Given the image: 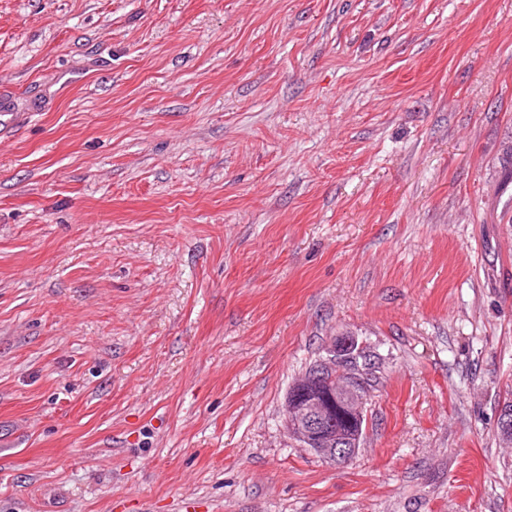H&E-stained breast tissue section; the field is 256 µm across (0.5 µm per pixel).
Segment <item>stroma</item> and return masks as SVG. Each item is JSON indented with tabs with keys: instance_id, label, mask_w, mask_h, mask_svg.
Listing matches in <instances>:
<instances>
[{
	"instance_id": "stroma-1",
	"label": "stroma",
	"mask_w": 512,
	"mask_h": 512,
	"mask_svg": "<svg viewBox=\"0 0 512 512\" xmlns=\"http://www.w3.org/2000/svg\"><path fill=\"white\" fill-rule=\"evenodd\" d=\"M510 399L512 0H0V512H512ZM358 345L357 339L353 336L337 337L336 342L334 340L328 348L325 358L303 381L304 384L315 385L326 390L330 396H335L336 402L344 405L349 413L358 419L361 424L355 440L342 438L337 432L336 435L325 432L331 422L323 401L307 398L302 395L301 390L295 391L290 404L289 400H286L285 428L289 436L321 461H329L333 465L347 463L359 447V436L361 443L365 431V403L369 393L366 375L370 390L377 382L373 372L374 364L367 367V364L363 363L364 356L359 353L362 348L360 346L356 363L366 375L362 370H354L351 367L353 351ZM361 351L365 352L363 348Z\"/></svg>"
}]
</instances>
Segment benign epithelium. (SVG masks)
I'll return each instance as SVG.
<instances>
[{"mask_svg": "<svg viewBox=\"0 0 512 512\" xmlns=\"http://www.w3.org/2000/svg\"><path fill=\"white\" fill-rule=\"evenodd\" d=\"M357 346V339L353 336L337 337L325 358L306 375L304 383L326 390L362 423L368 397L366 375L350 365ZM328 424L330 420L326 405L317 398H308L297 391L290 403L286 404L285 428L289 436L320 460L335 465L345 464L359 447V440L326 433ZM497 432L500 439L512 443V407L502 406Z\"/></svg>", "mask_w": 512, "mask_h": 512, "instance_id": "1", "label": "benign epithelium"}]
</instances>
